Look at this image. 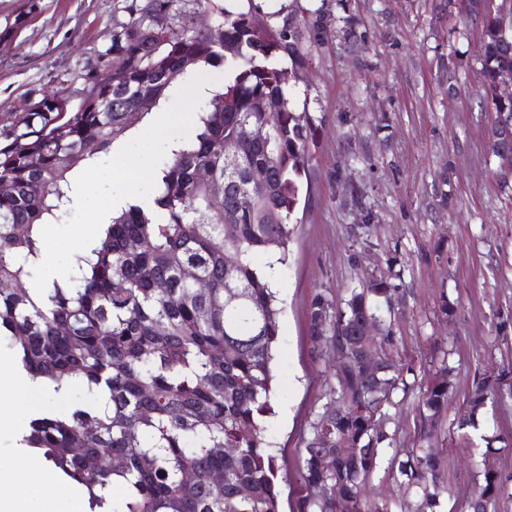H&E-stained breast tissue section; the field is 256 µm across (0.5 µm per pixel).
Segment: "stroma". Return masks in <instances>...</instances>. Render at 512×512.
Here are the masks:
<instances>
[{
  "mask_svg": "<svg viewBox=\"0 0 512 512\" xmlns=\"http://www.w3.org/2000/svg\"><path fill=\"white\" fill-rule=\"evenodd\" d=\"M146 0H0V121L62 86L104 75L98 59L115 27ZM321 9L326 45L295 94L317 125L302 222L287 266L275 269L281 300L274 367L280 512H294L302 440L334 380L336 358L314 349V292L340 298L371 275L399 274L396 358L409 372L397 392L396 446L419 434L415 406L425 372L448 366V409L433 443L442 448L452 497H463L484 465L512 474V450L493 451L449 430L474 379L512 373V188L490 150L491 116L477 76L479 24L448 0H299ZM205 93L175 87L111 152L79 170L81 206L49 225L44 281L83 251L80 229L100 224L113 202L149 196L172 141L191 136ZM454 311L442 315V297Z\"/></svg>",
  "mask_w": 512,
  "mask_h": 512,
  "instance_id": "35a3bbf8",
  "label": "stroma"
}]
</instances>
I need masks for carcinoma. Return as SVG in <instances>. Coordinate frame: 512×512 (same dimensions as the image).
<instances>
[{
	"label": "carcinoma",
	"mask_w": 512,
	"mask_h": 512,
	"mask_svg": "<svg viewBox=\"0 0 512 512\" xmlns=\"http://www.w3.org/2000/svg\"><path fill=\"white\" fill-rule=\"evenodd\" d=\"M219 18L201 32L177 23L170 0H149L139 16L112 34L101 52L108 71L80 94L62 87L16 123L0 130V341L21 368L55 394L80 390L63 410L28 420L23 444L86 488L90 512H279L276 455L265 433L272 414L274 348L279 314L269 270L257 258L272 250L286 261L298 218L299 192L317 147L314 119L293 104V87L310 61L304 42L325 45L319 10L281 8L282 20L256 27L253 0H199ZM480 80L488 112L512 118V97L498 77L512 69V21L484 6ZM196 59L202 74L224 67L191 136L174 142L158 167L152 207L125 203L112 210L96 240L69 274L37 286L45 255L44 229L62 220L73 172L108 150L131 126L121 106L136 95L151 108ZM263 126L266 141L243 130ZM237 144V155L224 153ZM207 168L211 180L197 172ZM263 168L265 185L252 190ZM251 197L246 208L240 195ZM392 277L372 276L337 301L320 292L308 308L309 336L340 354L336 385L304 439L296 512H336V500L355 512H392L367 494L387 466L416 489L417 512H436L448 484L439 451L428 444L448 409L443 366L420 388L416 410L425 446L404 458L387 455L388 427L405 368L395 364L397 341ZM377 325L368 345L363 327ZM386 371L366 375V352ZM500 378L474 380L469 410L458 429H478V415L496 396ZM351 452L327 469L336 439ZM83 451L73 452V445ZM220 473L215 486L209 475ZM509 479L484 467L482 479L454 512H498ZM246 493H241V490Z\"/></svg>",
	"instance_id": "carcinoma-1"
}]
</instances>
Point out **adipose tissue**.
Segmentation results:
<instances>
[{
	"instance_id": "ef3b65f1",
	"label": "adipose tissue",
	"mask_w": 512,
	"mask_h": 512,
	"mask_svg": "<svg viewBox=\"0 0 512 512\" xmlns=\"http://www.w3.org/2000/svg\"><path fill=\"white\" fill-rule=\"evenodd\" d=\"M33 389V383L21 371L0 365V392L6 397L0 404V431L15 427L24 399ZM18 459L20 469L12 487L0 490V512H27L28 491L33 485L42 489L48 500L65 498L69 512H85L81 494L63 483L42 459L24 451L19 452Z\"/></svg>"
}]
</instances>
